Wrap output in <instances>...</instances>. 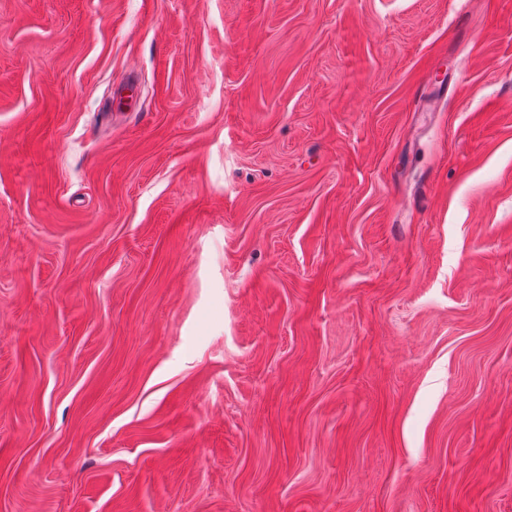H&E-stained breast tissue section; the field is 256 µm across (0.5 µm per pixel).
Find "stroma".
Listing matches in <instances>:
<instances>
[{
	"label": "stroma",
	"mask_w": 512,
	"mask_h": 512,
	"mask_svg": "<svg viewBox=\"0 0 512 512\" xmlns=\"http://www.w3.org/2000/svg\"><path fill=\"white\" fill-rule=\"evenodd\" d=\"M0 512H512V0H0Z\"/></svg>",
	"instance_id": "obj_1"
}]
</instances>
